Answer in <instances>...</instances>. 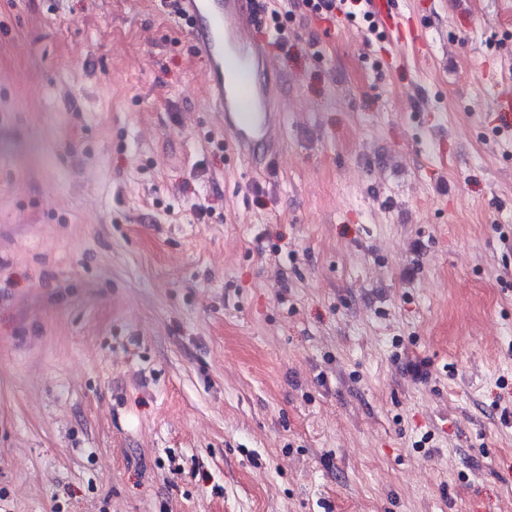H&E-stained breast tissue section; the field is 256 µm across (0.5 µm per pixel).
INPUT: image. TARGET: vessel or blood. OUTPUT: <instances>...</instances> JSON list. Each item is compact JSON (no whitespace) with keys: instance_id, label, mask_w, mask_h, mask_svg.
I'll list each match as a JSON object with an SVG mask.
<instances>
[{"instance_id":"b4317fda","label":"vessel or blood","mask_w":512,"mask_h":512,"mask_svg":"<svg viewBox=\"0 0 512 512\" xmlns=\"http://www.w3.org/2000/svg\"><path fill=\"white\" fill-rule=\"evenodd\" d=\"M195 51L208 62L207 98L240 156H271L281 126V92L271 81L269 35L260 25L264 0H182ZM387 34H395L398 0H370Z\"/></svg>"}]
</instances>
